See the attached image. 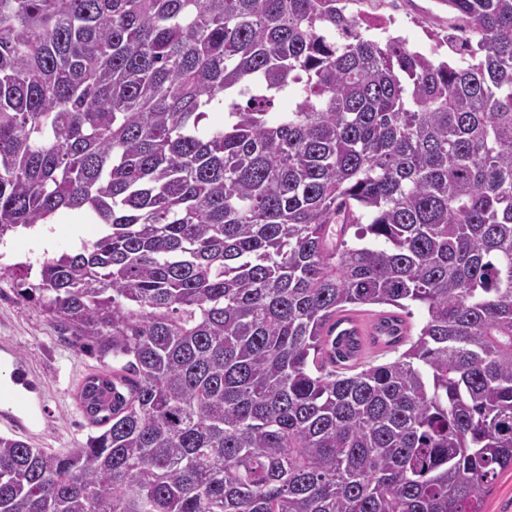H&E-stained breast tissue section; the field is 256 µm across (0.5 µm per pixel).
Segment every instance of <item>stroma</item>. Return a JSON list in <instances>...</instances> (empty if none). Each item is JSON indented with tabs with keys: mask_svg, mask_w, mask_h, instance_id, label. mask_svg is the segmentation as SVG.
Instances as JSON below:
<instances>
[{
	"mask_svg": "<svg viewBox=\"0 0 512 512\" xmlns=\"http://www.w3.org/2000/svg\"><path fill=\"white\" fill-rule=\"evenodd\" d=\"M372 12L385 20L391 36L419 51L436 49L449 57L458 50L454 16L435 0H389ZM102 230L90 217L76 223L59 214L40 225L38 232L23 229L0 239V359L14 355L38 382L33 410L39 423L23 435L36 448L61 452L98 433V426L81 411L77 393L88 376L105 367L59 341L47 315L18 299L12 273L19 263L37 267L46 258L80 251Z\"/></svg>",
	"mask_w": 512,
	"mask_h": 512,
	"instance_id": "obj_1",
	"label": "stroma"
}]
</instances>
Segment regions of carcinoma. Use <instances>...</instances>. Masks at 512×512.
<instances>
[{
  "label": "carcinoma",
  "instance_id": "obj_1",
  "mask_svg": "<svg viewBox=\"0 0 512 512\" xmlns=\"http://www.w3.org/2000/svg\"><path fill=\"white\" fill-rule=\"evenodd\" d=\"M363 2L0 0V239L103 225L17 294L112 360L78 393L103 432L0 434V512H482L512 469V0H444L462 65Z\"/></svg>",
  "mask_w": 512,
  "mask_h": 512
}]
</instances>
